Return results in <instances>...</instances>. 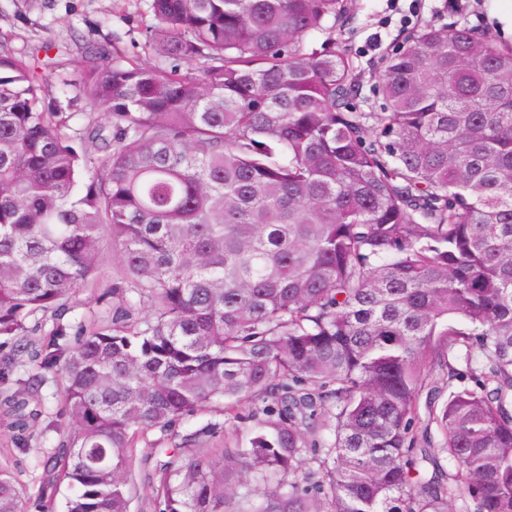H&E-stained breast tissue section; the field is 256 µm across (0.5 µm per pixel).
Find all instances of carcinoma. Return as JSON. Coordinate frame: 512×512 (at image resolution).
Returning <instances> with one entry per match:
<instances>
[{"instance_id": "cac0c4a2", "label": "carcinoma", "mask_w": 512, "mask_h": 512, "mask_svg": "<svg viewBox=\"0 0 512 512\" xmlns=\"http://www.w3.org/2000/svg\"><path fill=\"white\" fill-rule=\"evenodd\" d=\"M150 10L153 61L88 44L61 79L96 159L0 44V337L94 280L105 234L148 308L65 350L58 325L36 353L70 429L41 495L65 482L67 512H129L148 432L204 408L235 421L249 398L246 436L205 426L156 461L158 512H448L460 494L512 512V46L419 29L384 62V111L353 112L343 0ZM462 349L474 386L440 405L427 376L455 379ZM33 385L4 397L17 449ZM0 512H24L6 464Z\"/></svg>"}]
</instances>
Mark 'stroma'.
I'll list each match as a JSON object with an SVG mask.
<instances>
[{"label": "stroma", "instance_id": "obj_1", "mask_svg": "<svg viewBox=\"0 0 512 512\" xmlns=\"http://www.w3.org/2000/svg\"><path fill=\"white\" fill-rule=\"evenodd\" d=\"M489 4L490 0H352L342 40L360 74L359 90L352 99L356 110L382 111L378 84L383 61L403 45L407 33L426 23L437 26L462 23L476 33L494 34L495 29L488 20ZM153 23L149 0H0V36L8 48L27 56L42 44H52L60 71L67 73L74 72L85 43H101L114 36L119 39L122 54L143 58L146 31ZM118 284L112 245L107 242L103 245V263L94 283L69 296L62 318L48 314L33 317V324L39 327L33 342L46 344L58 321L73 331L90 319L111 317L122 304L120 296L113 292ZM15 348L12 341L0 345V358L12 354L18 357L13 381L0 382V392L15 390L16 379L42 374L44 384L34 397L41 403L44 416L26 450L14 452L10 465L24 489L27 512H65L70 495L67 486H59L51 502H41L38 496L45 461L67 434L62 410L65 381L58 370H42L39 359L27 351L16 353ZM207 424L224 426L225 417L218 412H204L189 417L174 431H151L139 444V454L144 459H155L159 449L172 447L175 434Z\"/></svg>", "mask_w": 512, "mask_h": 512}]
</instances>
